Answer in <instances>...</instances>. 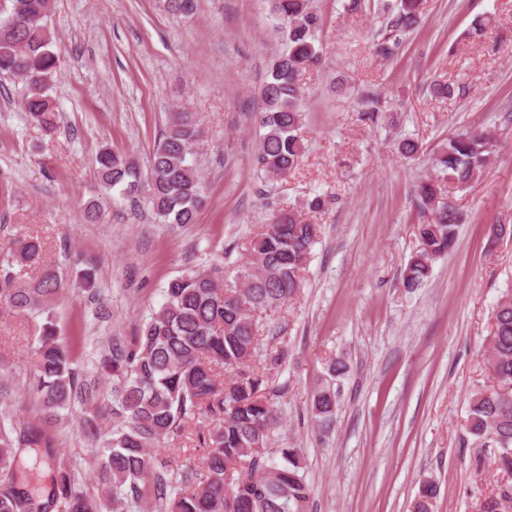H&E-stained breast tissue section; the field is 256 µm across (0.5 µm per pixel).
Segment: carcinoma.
I'll return each mask as SVG.
<instances>
[{"instance_id": "1", "label": "carcinoma", "mask_w": 512, "mask_h": 512, "mask_svg": "<svg viewBox=\"0 0 512 512\" xmlns=\"http://www.w3.org/2000/svg\"><path fill=\"white\" fill-rule=\"evenodd\" d=\"M9 2L7 15L0 16V74L25 83L28 118L51 132L56 105L50 80L57 55L47 20L54 0ZM163 6L174 16L190 18L197 0H163ZM272 12L288 49L273 60L260 89L261 133L254 165L269 180L299 165L305 95L298 76L319 61L321 50L313 0H273ZM422 17L423 0H400L397 12L387 14L377 32L376 53L394 56L402 36L417 28ZM380 102L373 92L355 99L362 119L372 122ZM201 137L193 114L176 112L154 145L147 173L128 156L104 147L96 158L98 175L106 188L145 200L156 223L193 224L203 189L191 148ZM492 147L488 133L469 128L450 137L432 157L439 178H425L418 189L419 206L432 220L417 225V250L405 269L404 288L419 287L432 263L455 244L461 217L453 205L440 202V184L446 180L450 189L469 187L489 169ZM317 238V225L292 211H277L249 242L247 259L232 280L217 263L172 278L138 335L113 337L98 349L90 380L74 366L53 314L62 285L59 271L46 263L39 239L17 241L8 267L0 269V304L40 319L38 360L27 386L38 400L43 426L0 420V512H52L59 507L64 512L109 507L112 512H305L310 488L299 449H279V463L267 451L277 425L267 372L281 366L285 351L265 353L258 369L245 366L258 354L253 313L278 309L297 296ZM16 267L39 271L30 287H11ZM492 317L487 366L497 386L469 397L466 426L494 445V464L509 478L483 502L481 512H512V295L498 300ZM77 406L79 425L94 439L100 435L99 420H112L110 437L96 452V481L105 500L84 491L73 468L60 460L46 502L36 504L16 486V463L27 448L41 442L52 455L45 427L64 421ZM311 410L320 427L330 428L336 391L318 389ZM200 417L218 420L197 434L199 445L208 448L203 471L187 466L172 480L171 460L150 450ZM437 492L435 483H422L412 512H431Z\"/></svg>"}]
</instances>
